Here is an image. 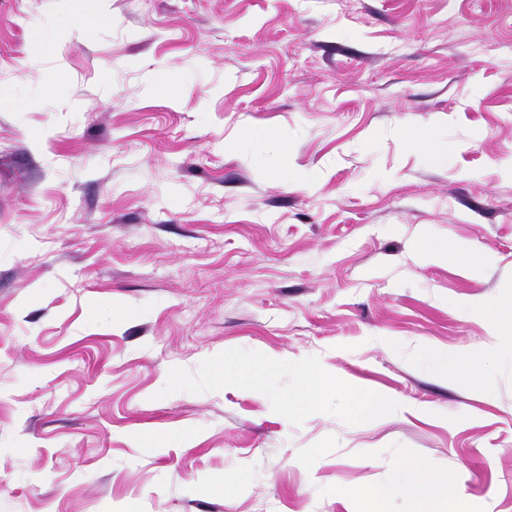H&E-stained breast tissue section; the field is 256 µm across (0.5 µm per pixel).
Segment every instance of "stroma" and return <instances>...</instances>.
Returning a JSON list of instances; mask_svg holds the SVG:
<instances>
[{
	"mask_svg": "<svg viewBox=\"0 0 512 512\" xmlns=\"http://www.w3.org/2000/svg\"><path fill=\"white\" fill-rule=\"evenodd\" d=\"M0 97V512H512V0H0ZM299 384L298 399L296 401L288 399L281 403V406L286 410L291 407L296 411L313 409L322 398L325 390L330 386V380L325 374L313 368H305ZM404 410V404L397 398L379 396L366 402L363 408V416L364 418H375ZM429 473V466L424 464L410 467L392 482L383 486L380 496L383 500H387L398 494H405L413 506L410 512L452 511L448 509V485L452 484V478L448 477V473H443L438 482L432 486ZM429 503L434 505V510L426 509Z\"/></svg>",
	"mask_w": 512,
	"mask_h": 512,
	"instance_id": "35a3bbf8",
	"label": "stroma"
}]
</instances>
